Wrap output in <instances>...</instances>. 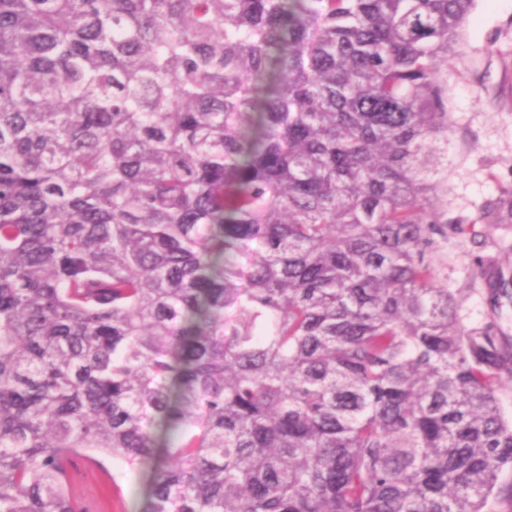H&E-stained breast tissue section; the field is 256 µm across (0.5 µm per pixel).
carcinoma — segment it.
I'll list each match as a JSON object with an SVG mask.
<instances>
[{
  "instance_id": "cac0c4a2",
  "label": "carcinoma",
  "mask_w": 512,
  "mask_h": 512,
  "mask_svg": "<svg viewBox=\"0 0 512 512\" xmlns=\"http://www.w3.org/2000/svg\"><path fill=\"white\" fill-rule=\"evenodd\" d=\"M472 4L0 0V512H86L80 455L140 512L512 508L436 274Z\"/></svg>"
}]
</instances>
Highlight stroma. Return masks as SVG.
Here are the masks:
<instances>
[{
    "label": "stroma",
    "mask_w": 512,
    "mask_h": 512,
    "mask_svg": "<svg viewBox=\"0 0 512 512\" xmlns=\"http://www.w3.org/2000/svg\"><path fill=\"white\" fill-rule=\"evenodd\" d=\"M448 78V110L453 126L448 133V192L437 202L449 218L475 217L485 206L512 194V0H475L459 29L458 53ZM481 241L464 242L449 233L441 278L458 303L463 324L478 327L496 317L500 334L512 347V302L492 312L487 289L475 272L494 262L504 279L512 280V224L481 226ZM108 469L120 475L121 495L110 484L91 479L73 466V483L83 492L91 512H140L142 486L124 477L121 462Z\"/></svg>",
    "instance_id": "35a3bbf8"
}]
</instances>
